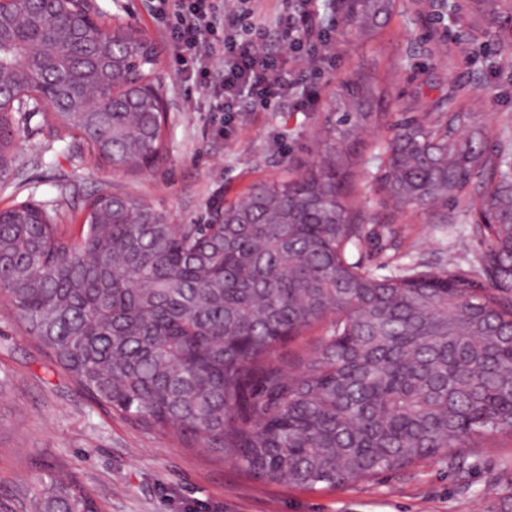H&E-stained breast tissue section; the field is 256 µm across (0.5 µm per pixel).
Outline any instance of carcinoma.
<instances>
[{
  "instance_id": "cac0c4a2",
  "label": "carcinoma",
  "mask_w": 512,
  "mask_h": 512,
  "mask_svg": "<svg viewBox=\"0 0 512 512\" xmlns=\"http://www.w3.org/2000/svg\"><path fill=\"white\" fill-rule=\"evenodd\" d=\"M396 0H343L368 36ZM87 0H54L34 26L0 13V126L43 113L58 140L78 138L114 171L163 158L159 60L120 24L95 25L91 61L73 69L68 31ZM501 12L480 0L468 21ZM457 83L431 112L402 122L385 148L380 189L394 208L448 223V203L488 181L492 139ZM373 77L358 70L328 104L319 161L173 224L145 201L100 187L77 235L52 208L0 210V296L26 333L95 403L200 445L266 483L360 484L439 456L454 469L492 436L512 439V223L490 224L477 267L379 278L350 248L365 216L345 198L360 132L379 123ZM498 181L512 182V134L496 142ZM330 319L315 352L288 340ZM495 512H512V473ZM28 512H99L70 478L37 480Z\"/></svg>"
}]
</instances>
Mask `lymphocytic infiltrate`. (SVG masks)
<instances>
[{
    "mask_svg": "<svg viewBox=\"0 0 512 512\" xmlns=\"http://www.w3.org/2000/svg\"><path fill=\"white\" fill-rule=\"evenodd\" d=\"M291 14L284 30L282 53L269 57L265 27L255 8H246L248 37L221 23L224 0H157L161 17H172L168 38L175 49L178 74L190 77L210 94L213 111L263 112L271 104L301 109L317 101L314 89L299 85L300 74L319 76L336 65L335 13L324 15L295 8L281 0Z\"/></svg>",
    "mask_w": 512,
    "mask_h": 512,
    "instance_id": "lymphocytic-infiltrate-1",
    "label": "lymphocytic infiltrate"
}]
</instances>
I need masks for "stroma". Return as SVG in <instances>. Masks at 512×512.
I'll list each match as a JSON object with an SVG mask.
<instances>
[{"label": "stroma", "mask_w": 512, "mask_h": 512, "mask_svg": "<svg viewBox=\"0 0 512 512\" xmlns=\"http://www.w3.org/2000/svg\"><path fill=\"white\" fill-rule=\"evenodd\" d=\"M425 0L402 7L368 40L337 37V66L307 78L319 97L298 111L215 112L193 82L177 74L168 22L153 0H93L106 20L138 30L159 50L166 79L167 153L140 173H115L72 143L54 141L41 115L18 127L15 165L0 176V210L22 202L59 205L62 222L79 232L83 206L102 184L137 196L175 224L205 220L214 202H230L251 186L291 178L316 162L329 98L352 71L373 73L384 92V119L360 135L351 160L348 199L364 209L375 238L350 250V261L378 276L416 267L454 265L472 271L483 243L469 212L449 208L436 224L427 212L396 211L376 177L384 144L396 126L432 109L452 84L466 83L471 111L491 131L512 122V55L490 36L470 32L459 41L456 20H428ZM0 512H26L25 495L39 475L69 474L100 512H489L496 477L512 466V444L476 449L466 471L440 458L385 472L369 482L304 489L255 480L205 448H185L100 407L79 391L17 324L0 298Z\"/></svg>", "instance_id": "stroma-1"}]
</instances>
